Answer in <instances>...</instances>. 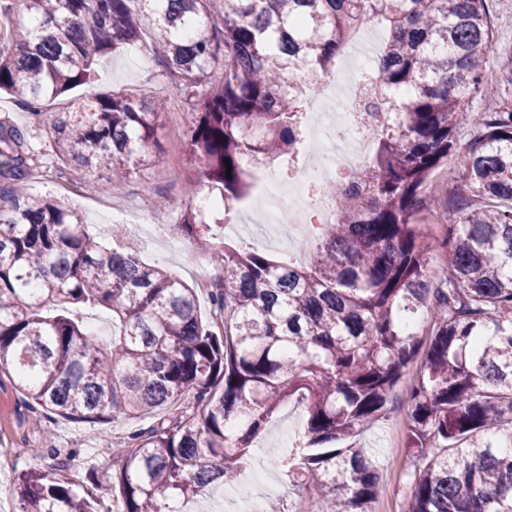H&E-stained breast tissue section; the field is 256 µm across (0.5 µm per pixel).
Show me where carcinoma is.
<instances>
[{"instance_id": "carcinoma-1", "label": "carcinoma", "mask_w": 512, "mask_h": 512, "mask_svg": "<svg viewBox=\"0 0 512 512\" xmlns=\"http://www.w3.org/2000/svg\"><path fill=\"white\" fill-rule=\"evenodd\" d=\"M2 15L0 93L27 105L59 172L110 188L133 165L165 161L150 148L168 95L92 91L72 112L42 111L92 86L101 58L142 45L178 82L185 156L226 216L249 194L245 156L284 163L302 144L297 67L325 76L361 24L387 33L365 82L378 101L373 151L330 184L336 222L322 225L308 264L224 248L210 291L216 331L195 289L141 262L136 240L102 241L64 200L25 188L27 135L0 123V369L77 422L152 416L118 441L102 432L118 467L107 512H171L208 485L238 486L253 438L295 395L304 439L277 465L298 500L287 511L271 497L263 512H371L377 463L343 444L386 417L423 346L401 420L402 512H512V109H468L492 50L487 0H0ZM217 66L224 79L206 84ZM465 122L481 135L439 279L415 217ZM173 231L199 254L215 238L191 205ZM72 306L111 311L119 337L103 342ZM422 313L426 343L412 327ZM63 470L59 460L19 475L22 512H96Z\"/></svg>"}]
</instances>
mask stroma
I'll list each match as a JSON object with an SVG mask.
<instances>
[{
	"label": "stroma",
	"mask_w": 512,
	"mask_h": 512,
	"mask_svg": "<svg viewBox=\"0 0 512 512\" xmlns=\"http://www.w3.org/2000/svg\"><path fill=\"white\" fill-rule=\"evenodd\" d=\"M488 10L493 44L482 87L469 99V108L474 112L512 109V76L502 73L498 65L500 56L512 54V0H489ZM142 53V47L132 45L100 61L95 69V88L145 96L161 89L176 93L175 83L161 67L154 63L146 68L140 65ZM186 120L183 114L160 115L157 141L166 161L158 166H138L125 185L100 192L75 169L58 175L51 185L42 184L36 177L29 178L28 187L33 193L52 194L67 200L79 211L86 231L99 239L111 240L116 232L134 235L140 245L142 262L162 266L187 285L196 287L200 314L209 322L213 319L209 293L199 287L201 271L208 261L192 254L189 243L170 230L171 225L179 223L188 205L200 204L209 195L198 180L197 167L184 161L181 142L172 133L173 128H185ZM0 122L26 131L32 168L52 167V144L41 131L31 127L25 104L1 95ZM478 135V128L471 123L458 128L452 152L447 162L432 173L431 183L447 193L455 192L469 147ZM160 197L166 201L161 208L155 205ZM261 231L258 238L243 231L226 236L225 241L279 260L295 261L300 251L313 250L319 227L307 224L296 231L285 224H265ZM389 408L386 418L367 428L357 439L361 447L373 449L378 459L381 479L372 504L373 512H399L400 494L410 463L406 437L398 425L406 408L402 390H395ZM304 414L305 403L300 397L288 400L255 438L253 453L245 465L246 471H260L271 482L272 494L289 507L294 506L296 496L280 475L271 451L287 447L301 436ZM101 436L99 426L73 422L29 405L15 389L12 378L1 374L0 446L13 448L14 460L6 471L0 472V506L5 512H21L16 493L19 475L28 470L49 468L57 458L66 461L65 475L74 483L76 491L110 503L112 494L106 483L89 477L90 467L103 463L98 454Z\"/></svg>",
	"instance_id": "1"
}]
</instances>
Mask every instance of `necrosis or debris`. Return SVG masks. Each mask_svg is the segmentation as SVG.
Instances as JSON below:
<instances>
[{"label":"necrosis or debris","mask_w":512,"mask_h":512,"mask_svg":"<svg viewBox=\"0 0 512 512\" xmlns=\"http://www.w3.org/2000/svg\"><path fill=\"white\" fill-rule=\"evenodd\" d=\"M374 67L369 53L350 50L347 66L338 80L336 111L322 109L321 98L309 100V114L318 115L317 123L306 132L320 150L301 168L291 184L271 181L267 195L265 220L271 224H296L304 211H312L317 223L330 224L336 219V205L325 187L356 165L369 145L365 116L358 98L362 78Z\"/></svg>","instance_id":"necrosis-or-debris-1"}]
</instances>
